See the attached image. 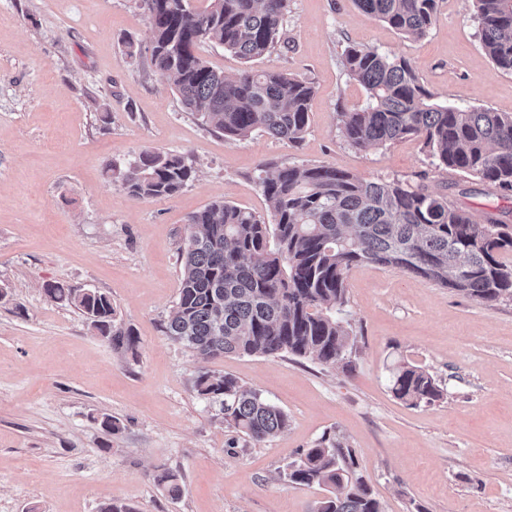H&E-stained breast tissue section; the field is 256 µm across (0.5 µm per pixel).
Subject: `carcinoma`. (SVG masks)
<instances>
[{"mask_svg": "<svg viewBox=\"0 0 512 512\" xmlns=\"http://www.w3.org/2000/svg\"><path fill=\"white\" fill-rule=\"evenodd\" d=\"M146 0L151 63L166 75L183 105L231 139L260 131L298 143L308 128L311 83L278 70L245 69L226 76L199 54L223 47L245 62L274 47L289 0ZM359 8L405 37L424 38L437 21V0H355ZM481 45L512 73V0H474ZM348 76L366 90L368 105L341 112L340 135L355 147H382L420 136L437 165L495 185L512 199V114L439 103L404 58L349 47ZM178 154L142 152L121 177L133 198L172 197L193 178ZM272 222L214 201L189 216L179 295L165 333L204 358L226 354L343 361L351 332L337 313L347 302L346 275L360 263L391 266L451 289L486 307L512 299V226L475 222L445 196L399 180L360 179L332 165L269 166L260 182ZM56 302L80 310L99 335L132 350L133 329L118 328L111 298L99 291L45 285ZM197 393L219 406L224 420L253 441L288 427V415L236 378L204 372ZM396 398L414 406L442 397L434 377L403 365L393 376ZM299 486L323 485L330 496L314 512H383L356 476V459L333 436L288 466ZM155 480L176 498L181 486L165 470Z\"/></svg>", "mask_w": 512, "mask_h": 512, "instance_id": "obj_1", "label": "carcinoma"}]
</instances>
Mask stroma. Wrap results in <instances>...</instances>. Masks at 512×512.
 <instances>
[{"label": "stroma", "mask_w": 512, "mask_h": 512, "mask_svg": "<svg viewBox=\"0 0 512 512\" xmlns=\"http://www.w3.org/2000/svg\"><path fill=\"white\" fill-rule=\"evenodd\" d=\"M150 40L142 0H0V512H312L325 488L286 472L326 434L353 449L385 512H512V300L487 308L356 265L341 314L356 336L349 370L288 355L205 359L163 332L187 217L217 199L268 215L266 163L421 185L477 223L512 225V200L436 168L423 138L363 149L338 131L339 113L367 102L343 66L350 45L407 58L436 101L512 113V75L485 54L473 0H438L420 40L355 0H289L278 42L253 66L314 86L296 144L213 131L151 65ZM145 150L185 157L194 179L170 198L127 195L120 174ZM49 282L109 295L135 349L47 297ZM404 364L432 374L442 397L397 399ZM204 371L261 392L287 429L259 443L237 435L197 394ZM106 415L118 433L101 427ZM164 469L179 498L157 485Z\"/></svg>", "instance_id": "1"}]
</instances>
